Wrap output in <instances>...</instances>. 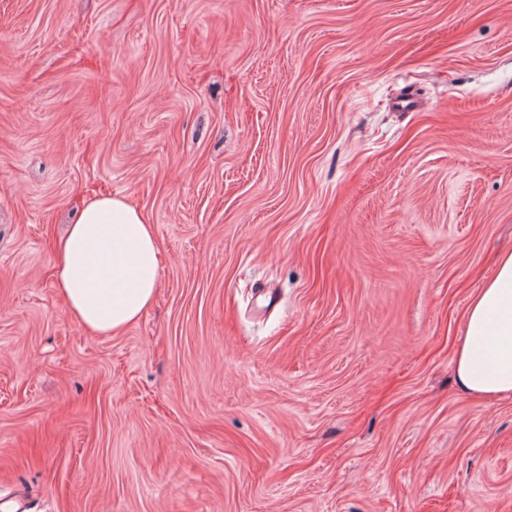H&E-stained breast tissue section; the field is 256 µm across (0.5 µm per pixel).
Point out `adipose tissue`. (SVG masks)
I'll return each mask as SVG.
<instances>
[{
	"label": "adipose tissue",
	"mask_w": 512,
	"mask_h": 512,
	"mask_svg": "<svg viewBox=\"0 0 512 512\" xmlns=\"http://www.w3.org/2000/svg\"><path fill=\"white\" fill-rule=\"evenodd\" d=\"M54 268L71 317L99 336L135 323L152 304L162 275L152 225L128 201L109 195L83 203L57 244ZM455 364L465 393L512 395V252L501 256L472 299Z\"/></svg>",
	"instance_id": "obj_1"
}]
</instances>
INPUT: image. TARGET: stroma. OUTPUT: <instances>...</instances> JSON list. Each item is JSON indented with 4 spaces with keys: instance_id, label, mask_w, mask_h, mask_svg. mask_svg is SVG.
Listing matches in <instances>:
<instances>
[{
    "instance_id": "stroma-1",
    "label": "stroma",
    "mask_w": 512,
    "mask_h": 512,
    "mask_svg": "<svg viewBox=\"0 0 512 512\" xmlns=\"http://www.w3.org/2000/svg\"><path fill=\"white\" fill-rule=\"evenodd\" d=\"M100 193L165 257L114 336ZM509 250L512 0H0V512H512L454 371ZM56 287L68 311L94 335L112 336L152 304L162 265L152 224L123 198L94 195L61 238Z\"/></svg>"
}]
</instances>
